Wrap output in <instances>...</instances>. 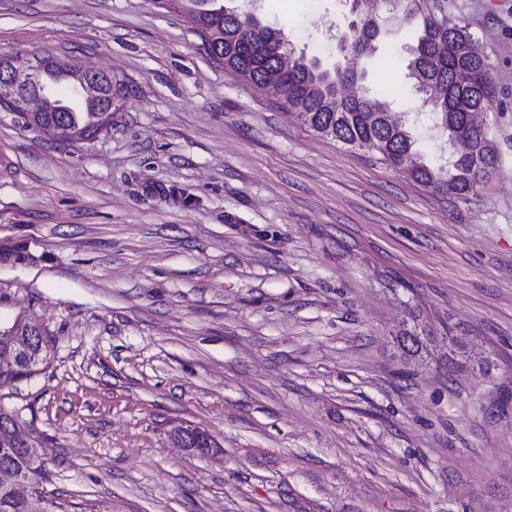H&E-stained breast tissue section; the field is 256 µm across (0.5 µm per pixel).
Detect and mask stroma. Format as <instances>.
Here are the masks:
<instances>
[{
	"label": "stroma",
	"mask_w": 512,
	"mask_h": 512,
	"mask_svg": "<svg viewBox=\"0 0 512 512\" xmlns=\"http://www.w3.org/2000/svg\"><path fill=\"white\" fill-rule=\"evenodd\" d=\"M326 66L344 0H234ZM494 88L497 166L428 192L314 132L212 60L154 0H0V56L95 66L130 88L66 143L0 108V324L48 362L0 388L44 440L61 512H512V0H447ZM358 64L390 111L429 108L410 28ZM469 337L491 375L407 365L409 330ZM205 430L215 455L178 448Z\"/></svg>",
	"instance_id": "1"
}]
</instances>
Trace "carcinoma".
Returning a JSON list of instances; mask_svg holds the SVG:
<instances>
[{
	"instance_id": "obj_1",
	"label": "carcinoma",
	"mask_w": 512,
	"mask_h": 512,
	"mask_svg": "<svg viewBox=\"0 0 512 512\" xmlns=\"http://www.w3.org/2000/svg\"><path fill=\"white\" fill-rule=\"evenodd\" d=\"M404 3L409 19L421 18V33L408 49L407 69L415 79L416 90L430 108L431 131L444 143H455L468 130L470 110L484 108L493 98V86L485 59L462 55L457 44L472 38L467 27L450 26L443 19L446 4L433 0L425 8L419 0H393ZM164 9L191 11L201 29L204 48H218L221 63L246 82L266 93H272L266 78L274 70H284L288 78L277 95L288 109L303 114L312 130L352 147L367 149L395 167L408 155L415 160L410 177L436 195L469 201L478 195V186L495 168L497 156L490 138L475 144L469 151H455L449 161L440 164L419 155L416 139L406 120L388 111L383 98L360 89L347 98L339 96L343 84L356 86L363 74L352 65V58L375 52L376 36L363 33L354 26L346 33L345 62L333 68L320 65L296 54L288 36L256 15L228 7L220 0H156ZM33 66L42 69V76L61 75L81 91V111L75 112L44 90L45 106L40 112L25 113L27 125L39 129L58 128L65 141L91 140L112 125L113 109H121L129 93L128 84L108 73L86 88L69 71L63 70L46 57L33 56ZM433 337L413 333L406 347L409 360L422 357ZM49 340L42 331L35 333L20 317L12 324L0 326V387L29 377L46 363ZM448 365L453 368L476 366L489 372L492 361L471 355L465 336L448 337ZM16 411L0 406V437L13 434ZM39 459L34 488L46 474L47 459L43 441L30 435L26 448H1L0 470L19 467L28 454ZM0 512H27L26 501L7 492L0 485Z\"/></svg>"
}]
</instances>
